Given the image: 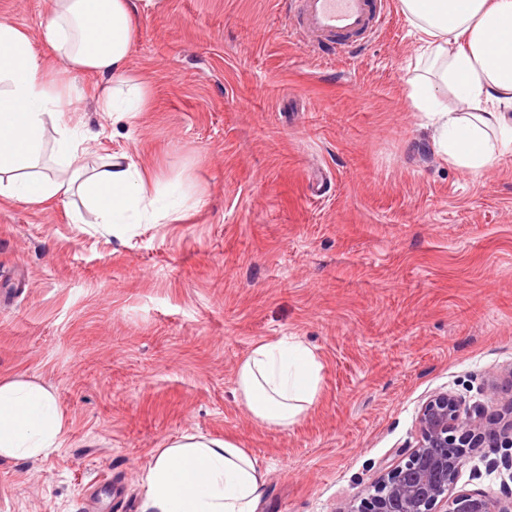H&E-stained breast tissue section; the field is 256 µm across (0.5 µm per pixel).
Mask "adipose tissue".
Listing matches in <instances>:
<instances>
[{"mask_svg": "<svg viewBox=\"0 0 512 512\" xmlns=\"http://www.w3.org/2000/svg\"><path fill=\"white\" fill-rule=\"evenodd\" d=\"M419 32L410 96L425 112L448 163L476 173L512 150V0H400ZM136 0H48L38 40L0 20V197L40 205L79 195L102 232L155 224L178 206H157L139 166L116 152L89 163L92 133L64 85L49 79L35 42L68 71L105 79L126 72L138 23ZM452 91L461 110L442 107ZM57 137L44 143L47 128ZM323 366L296 337L253 346L236 368V390L257 422L287 429L317 402ZM65 423L51 390L0 384V459L38 460L61 447ZM145 512H257L265 474L230 439L186 433L164 443L144 478Z\"/></svg>", "mask_w": 512, "mask_h": 512, "instance_id": "1", "label": "adipose tissue"}]
</instances>
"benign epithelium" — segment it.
<instances>
[{"label": "benign epithelium", "instance_id": "1", "mask_svg": "<svg viewBox=\"0 0 512 512\" xmlns=\"http://www.w3.org/2000/svg\"><path fill=\"white\" fill-rule=\"evenodd\" d=\"M416 424L419 440L407 461L384 466L360 504L349 501L337 512H512V500L454 490L476 448L510 450L505 466L512 471V416L489 420L485 406H468L444 390L421 404Z\"/></svg>", "mask_w": 512, "mask_h": 512}]
</instances>
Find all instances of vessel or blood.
Listing matches in <instances>:
<instances>
[{
    "label": "vessel or blood",
    "instance_id": "vessel-or-blood-1",
    "mask_svg": "<svg viewBox=\"0 0 512 512\" xmlns=\"http://www.w3.org/2000/svg\"><path fill=\"white\" fill-rule=\"evenodd\" d=\"M388 15V0H300L287 33L314 55L345 56L382 30Z\"/></svg>",
    "mask_w": 512,
    "mask_h": 512
}]
</instances>
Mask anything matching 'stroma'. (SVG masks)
<instances>
[{"instance_id":"35a3bbf8","label":"stroma","mask_w":512,"mask_h":512,"mask_svg":"<svg viewBox=\"0 0 512 512\" xmlns=\"http://www.w3.org/2000/svg\"><path fill=\"white\" fill-rule=\"evenodd\" d=\"M389 2L361 50L324 61L286 33L296 0H157L130 126L52 58L88 158L127 153L183 206L118 237L72 223L78 198H0V382L50 388L67 428L48 457L0 460V512H141L156 450L186 433L257 460L259 512H336L405 459L432 393L512 404V152L478 174L437 154L409 96L419 34ZM46 9L0 0V19L35 37ZM288 336L323 380L281 429L250 417L235 372ZM494 456L472 454L457 489H512Z\"/></svg>"}]
</instances>
